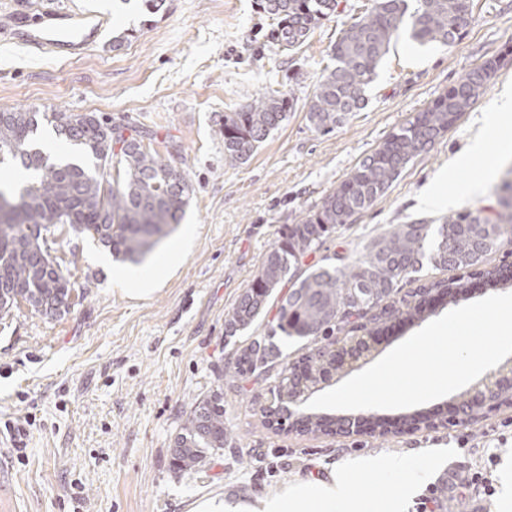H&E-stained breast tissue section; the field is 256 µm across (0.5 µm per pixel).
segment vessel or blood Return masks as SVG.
<instances>
[{
    "label": "vessel or blood",
    "mask_w": 512,
    "mask_h": 512,
    "mask_svg": "<svg viewBox=\"0 0 512 512\" xmlns=\"http://www.w3.org/2000/svg\"><path fill=\"white\" fill-rule=\"evenodd\" d=\"M101 24L86 28L80 26L75 15L52 10L44 11L41 18L29 19L12 14L0 18V31L26 45L49 47L58 55L76 54L93 48Z\"/></svg>",
    "instance_id": "1"
}]
</instances>
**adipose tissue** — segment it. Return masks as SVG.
Returning a JSON list of instances; mask_svg holds the SVG:
<instances>
[{
	"label": "adipose tissue",
	"instance_id": "adipose-tissue-1",
	"mask_svg": "<svg viewBox=\"0 0 512 512\" xmlns=\"http://www.w3.org/2000/svg\"><path fill=\"white\" fill-rule=\"evenodd\" d=\"M354 471L390 477L392 493L398 499L405 497L423 478L421 472L406 468L396 458L381 463L372 459H348L329 479L288 487L282 494L264 501L261 508L232 507L212 499L198 506L195 512H365L364 504L354 499L347 487V476Z\"/></svg>",
	"mask_w": 512,
	"mask_h": 512
}]
</instances>
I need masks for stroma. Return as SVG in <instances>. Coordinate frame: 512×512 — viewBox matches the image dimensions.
<instances>
[{
  "mask_svg": "<svg viewBox=\"0 0 512 512\" xmlns=\"http://www.w3.org/2000/svg\"><path fill=\"white\" fill-rule=\"evenodd\" d=\"M372 0H338L306 42L285 52L274 40L276 21L261 0H164L147 11L140 0H0V12L38 16L70 5L107 18L96 48L61 58L0 36V110L101 112L114 125L178 167L190 188L181 224L139 271L152 290L129 292L115 260L89 239L64 234L58 254L73 288L57 317L19 304L0 317V512H192L218 498L260 506L287 486L327 478L348 458H403L426 468L402 512H417L421 497L445 489L446 512L456 494L449 473L487 474L491 494L469 495L467 512H512L502 478L512 473V407L483 416L466 430H413L385 439L370 434L303 435L288 425L267 427L260 413L272 397L266 384H224V421L231 441L200 472L173 470V440L195 399L215 385L239 345L268 335L272 316L232 339L224 317L252 280L284 227L302 223L325 195L394 129L462 77L512 45V0H473L475 20L462 38L419 44L401 25L366 89V103L328 133L315 130L308 105L332 49ZM512 61L492 75L476 103L430 150L408 164L387 192L351 223L339 227L302 265L354 261L392 224H439L453 211L495 217L512 156L500 161L478 193L484 157L457 160L483 127ZM292 103L284 124L244 163L224 155V117L265 90ZM444 181L455 209L424 208L422 191ZM178 265L167 262L179 244ZM402 321L347 360L328 391L367 368L418 331ZM22 424L26 448L15 451L10 429Z\"/></svg>",
  "mask_w": 512,
  "mask_h": 512,
  "instance_id": "obj_1",
  "label": "stroma"
}]
</instances>
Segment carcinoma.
<instances>
[{"label": "carcinoma", "mask_w": 512, "mask_h": 512, "mask_svg": "<svg viewBox=\"0 0 512 512\" xmlns=\"http://www.w3.org/2000/svg\"><path fill=\"white\" fill-rule=\"evenodd\" d=\"M337 0H263L265 13L278 19L276 38L284 51L300 47L310 33L336 12ZM410 20V37L420 43L449 44L460 38L475 17L471 0H373L371 8L343 30L333 48L336 65L314 88L308 120L330 132L351 112L365 106V88L389 50L395 31ZM500 66L491 58L433 100L356 165L300 224L285 227L270 247L251 282L224 318L232 337L278 304L275 331L281 339H306L307 351L285 360L274 337L239 346L216 389L197 399L174 438L172 467L198 472L224 451L229 432L224 422V377L274 379L277 405L261 410L264 423L280 424L288 401V374L299 368L303 385H317L336 369L330 348L367 340L394 317L423 318L433 293L455 299L465 292V277L505 280L487 267L488 256L504 238L512 240V212L492 220L470 210L439 225L396 224L377 236L350 265L301 269V259L319 248L336 229L368 209L398 179L407 165L442 137L479 98ZM289 102L265 94L224 117V154L248 160L288 118ZM52 128L73 152L52 156L39 131ZM27 173L30 179L0 180V314L25 302L34 311L56 317L66 312L71 295L68 269L52 254L49 238L67 226L90 238L121 261L139 263L181 223L190 186L184 174L143 145V139L96 112L73 114L25 109L0 111V170ZM437 270L461 271L453 279L432 280L401 293L399 283L421 271L423 260ZM287 296H278L284 281ZM303 433H352L347 417L311 413L294 422Z\"/></svg>", "instance_id": "1"}]
</instances>
